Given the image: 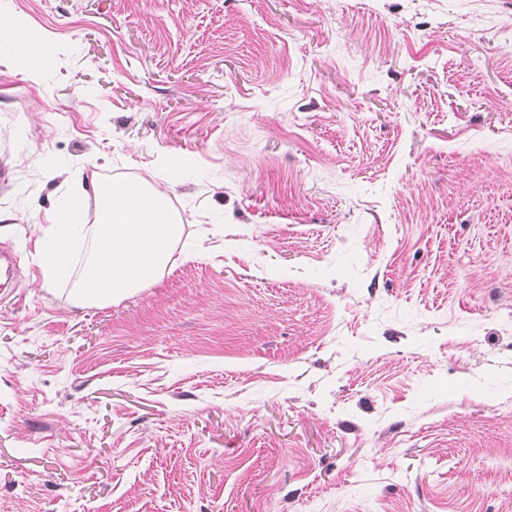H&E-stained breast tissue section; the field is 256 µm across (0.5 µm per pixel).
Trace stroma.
Returning a JSON list of instances; mask_svg holds the SVG:
<instances>
[{"instance_id":"obj_1","label":"stroma","mask_w":512,"mask_h":512,"mask_svg":"<svg viewBox=\"0 0 512 512\" xmlns=\"http://www.w3.org/2000/svg\"><path fill=\"white\" fill-rule=\"evenodd\" d=\"M143 179L77 304L41 225ZM0 212V512H512V0H0ZM29 30L21 29L18 37L19 44L17 46V55L22 57L24 55H37L40 58V62L33 66L31 71L33 74H37L38 69L46 65L48 60L51 59V51L49 46L44 40L38 43H32L27 39Z\"/></svg>"}]
</instances>
